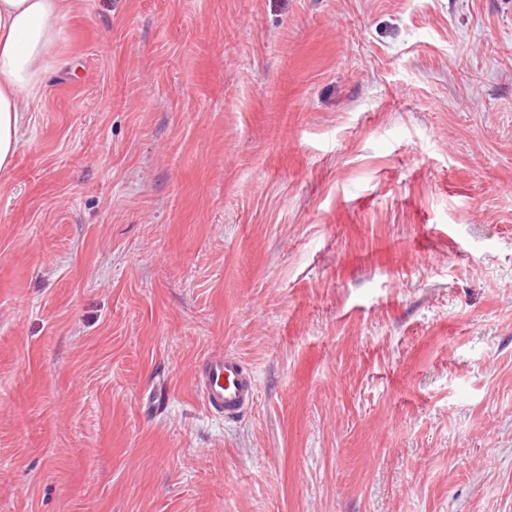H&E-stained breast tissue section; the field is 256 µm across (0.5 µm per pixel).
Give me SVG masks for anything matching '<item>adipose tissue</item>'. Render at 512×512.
I'll list each match as a JSON object with an SVG mask.
<instances>
[{
  "instance_id": "ef3b65f1",
  "label": "adipose tissue",
  "mask_w": 512,
  "mask_h": 512,
  "mask_svg": "<svg viewBox=\"0 0 512 512\" xmlns=\"http://www.w3.org/2000/svg\"><path fill=\"white\" fill-rule=\"evenodd\" d=\"M63 0H0V172L24 127L22 91L36 88L58 40Z\"/></svg>"
}]
</instances>
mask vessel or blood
I'll return each instance as SVG.
<instances>
[{
  "label": "vessel or blood",
  "instance_id": "obj_1",
  "mask_svg": "<svg viewBox=\"0 0 512 512\" xmlns=\"http://www.w3.org/2000/svg\"><path fill=\"white\" fill-rule=\"evenodd\" d=\"M197 385L206 410L234 419L254 403L255 378L237 357L220 351L210 353L197 371Z\"/></svg>",
  "mask_w": 512,
  "mask_h": 512
}]
</instances>
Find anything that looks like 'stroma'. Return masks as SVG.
<instances>
[{
    "label": "stroma",
    "instance_id": "stroma-1",
    "mask_svg": "<svg viewBox=\"0 0 512 512\" xmlns=\"http://www.w3.org/2000/svg\"><path fill=\"white\" fill-rule=\"evenodd\" d=\"M20 105L0 512H512V0H67ZM196 376L204 406L214 416L235 419L254 403L255 378L237 357L212 352Z\"/></svg>",
    "mask_w": 512,
    "mask_h": 512
}]
</instances>
